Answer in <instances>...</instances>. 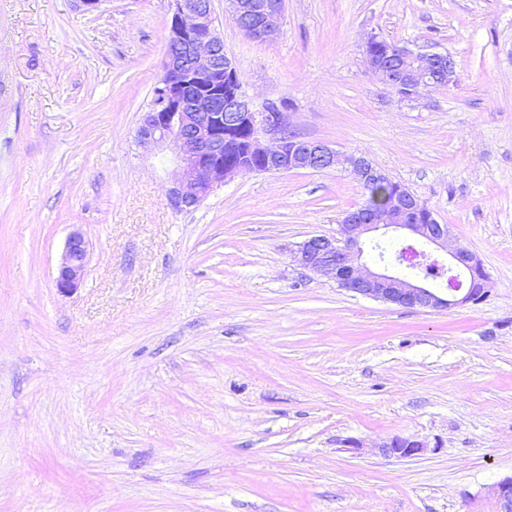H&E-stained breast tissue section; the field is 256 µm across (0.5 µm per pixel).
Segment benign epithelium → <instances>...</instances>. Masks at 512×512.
I'll return each mask as SVG.
<instances>
[{
    "label": "benign epithelium",
    "instance_id": "7a95c632",
    "mask_svg": "<svg viewBox=\"0 0 512 512\" xmlns=\"http://www.w3.org/2000/svg\"><path fill=\"white\" fill-rule=\"evenodd\" d=\"M232 16L250 38L265 42L280 31L283 0H231ZM371 73L405 101L423 91L454 82L455 63L442 53L399 48L375 36L365 43ZM250 129V151L264 165L263 173L315 171L343 168L364 187L388 181V176L362 153H341L328 144L287 133L285 113L271 106L255 108L243 90L240 75L224 49L215 26L212 0H173L163 73L148 110L137 131L146 151L162 155L172 166L165 199L171 209L195 208L213 189L246 174L241 166L224 164L225 130ZM381 228L402 229L428 246L443 250L448 265L463 270L472 285L459 283L441 292L429 286L426 272L438 264L433 253L417 252L407 261L418 273L408 279L387 271H374L359 263L364 237ZM342 238L311 235L292 253L301 269L335 281L359 295L409 308L444 310L475 304L489 292L481 260L468 248L450 244L449 228L439 224L418 197L398 186L382 206L367 204L350 211L341 220ZM88 262V242L76 231L67 238L56 286L62 293L76 290ZM383 455L396 459L417 458L428 446L420 440L392 438L379 445ZM499 512H512V476L494 488Z\"/></svg>",
    "mask_w": 512,
    "mask_h": 512
}]
</instances>
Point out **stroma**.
Returning a JSON list of instances; mask_svg holds the SVG:
<instances>
[{"instance_id": "1", "label": "stroma", "mask_w": 512, "mask_h": 512, "mask_svg": "<svg viewBox=\"0 0 512 512\" xmlns=\"http://www.w3.org/2000/svg\"><path fill=\"white\" fill-rule=\"evenodd\" d=\"M212 5L256 105L371 158L478 256L489 293L423 311L299 269L292 249L366 200L340 169L247 174L172 210L136 142L171 0H0V512H497L512 0H284L267 42ZM370 36L450 55L455 82L400 100L367 68ZM75 230L90 258L63 293ZM395 436L428 451H376ZM87 262L88 242L83 234L78 231L73 232L65 243L56 278V286L60 292L69 293L78 288L84 276Z\"/></svg>"}]
</instances>
